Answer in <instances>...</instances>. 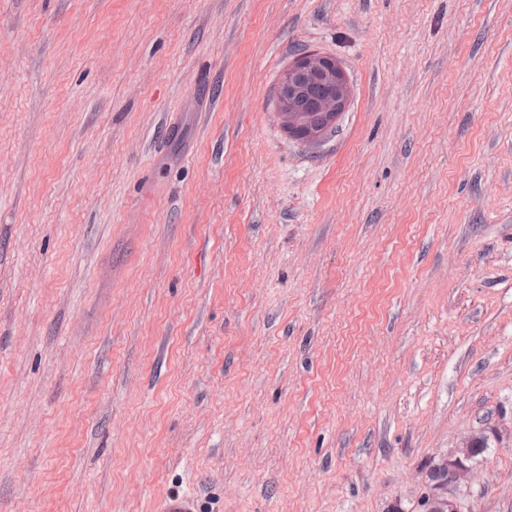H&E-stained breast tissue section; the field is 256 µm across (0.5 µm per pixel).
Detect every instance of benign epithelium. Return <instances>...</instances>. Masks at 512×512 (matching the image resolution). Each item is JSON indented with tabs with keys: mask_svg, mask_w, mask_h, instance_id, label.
Listing matches in <instances>:
<instances>
[{
	"mask_svg": "<svg viewBox=\"0 0 512 512\" xmlns=\"http://www.w3.org/2000/svg\"><path fill=\"white\" fill-rule=\"evenodd\" d=\"M285 74L287 78L276 89V103L283 127L289 137L305 146L315 147L347 107V75L336 59L316 51L297 55ZM310 80H323L328 85L327 92L317 102L322 118L319 126L313 124L310 113L299 105V96ZM477 439L478 434L469 435L461 446L431 466L418 502L421 512H459L454 490L468 478V462L473 459Z\"/></svg>",
	"mask_w": 512,
	"mask_h": 512,
	"instance_id": "obj_1",
	"label": "benign epithelium"
}]
</instances>
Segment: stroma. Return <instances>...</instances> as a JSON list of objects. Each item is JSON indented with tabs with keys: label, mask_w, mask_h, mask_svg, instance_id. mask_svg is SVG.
<instances>
[{
	"label": "stroma",
	"mask_w": 512,
	"mask_h": 512,
	"mask_svg": "<svg viewBox=\"0 0 512 512\" xmlns=\"http://www.w3.org/2000/svg\"><path fill=\"white\" fill-rule=\"evenodd\" d=\"M475 432L512 512V0H0V512H418ZM288 79H283L276 89L278 114L288 136L308 147L320 144L325 132L336 124L349 100L347 75L341 64L332 57L316 51H306L295 57L285 71ZM310 80H323L328 85L327 92L318 102L322 124H313L310 110L305 112L299 105V96L304 85Z\"/></svg>",
	"instance_id": "1"
}]
</instances>
